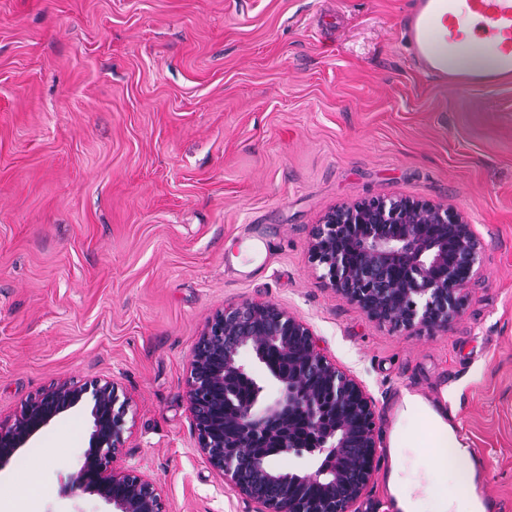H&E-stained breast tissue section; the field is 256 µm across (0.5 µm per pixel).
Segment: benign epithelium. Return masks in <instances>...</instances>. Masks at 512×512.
<instances>
[{"mask_svg":"<svg viewBox=\"0 0 512 512\" xmlns=\"http://www.w3.org/2000/svg\"><path fill=\"white\" fill-rule=\"evenodd\" d=\"M484 243L450 204L411 197H371L329 211L312 234L310 258L322 279L372 317L403 330H448L460 315L459 295L480 273ZM276 349L290 370H271L279 396L269 400L240 355L263 360ZM250 400L232 401L238 385ZM188 399L197 448L210 466L258 512H354L379 452L374 401L351 373L320 351L310 328L274 304L242 301L217 311L201 333L190 364ZM92 423L89 448L70 485L95 494L113 512H164L150 479L116 466L123 453L127 403L109 380L63 382L0 422V469L50 423L77 406ZM295 413L306 415L327 462L308 473L271 466L255 448L302 456L289 433L273 439ZM234 435L224 434V420Z\"/></svg>","mask_w":512,"mask_h":512,"instance_id":"7a95c632","label":"benign epithelium"}]
</instances>
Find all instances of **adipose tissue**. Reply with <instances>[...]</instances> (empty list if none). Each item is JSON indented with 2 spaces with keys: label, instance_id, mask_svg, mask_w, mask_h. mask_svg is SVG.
I'll list each match as a JSON object with an SVG mask.
<instances>
[{
  "label": "adipose tissue",
  "instance_id": "adipose-tissue-1",
  "mask_svg": "<svg viewBox=\"0 0 512 512\" xmlns=\"http://www.w3.org/2000/svg\"><path fill=\"white\" fill-rule=\"evenodd\" d=\"M402 416L405 420L423 417L439 450L434 465L439 472H453L466 495V512H482L480 499L475 491L469 455L462 449L448 425L437 415H423L417 396L406 395ZM393 490L402 512H451L452 504L447 495L439 493L433 484L421 481H404L400 474L392 476Z\"/></svg>",
  "mask_w": 512,
  "mask_h": 512
}]
</instances>
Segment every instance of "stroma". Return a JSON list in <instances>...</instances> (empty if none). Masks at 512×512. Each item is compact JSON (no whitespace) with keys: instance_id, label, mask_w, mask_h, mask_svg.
Wrapping results in <instances>:
<instances>
[{"instance_id":"1","label":"stroma","mask_w":512,"mask_h":512,"mask_svg":"<svg viewBox=\"0 0 512 512\" xmlns=\"http://www.w3.org/2000/svg\"><path fill=\"white\" fill-rule=\"evenodd\" d=\"M409 0H0V420L62 381L129 402L118 463L165 512H256L196 447L192 353L225 304L270 302L375 400L357 512H396L390 453L434 476L409 392L461 426L512 512V85L426 78L394 35ZM397 195L464 210L481 276L445 331L408 332L324 285L312 233ZM262 273L233 264L253 226ZM72 411L0 469V512H111L69 477Z\"/></svg>"}]
</instances>
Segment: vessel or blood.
<instances>
[{
	"label": "vessel or blood",
	"instance_id": "obj_1",
	"mask_svg": "<svg viewBox=\"0 0 512 512\" xmlns=\"http://www.w3.org/2000/svg\"><path fill=\"white\" fill-rule=\"evenodd\" d=\"M473 36L491 53V67L446 68L444 57L458 53ZM398 38L419 71L442 85L465 90L512 81V0H413Z\"/></svg>",
	"mask_w": 512,
	"mask_h": 512
}]
</instances>
